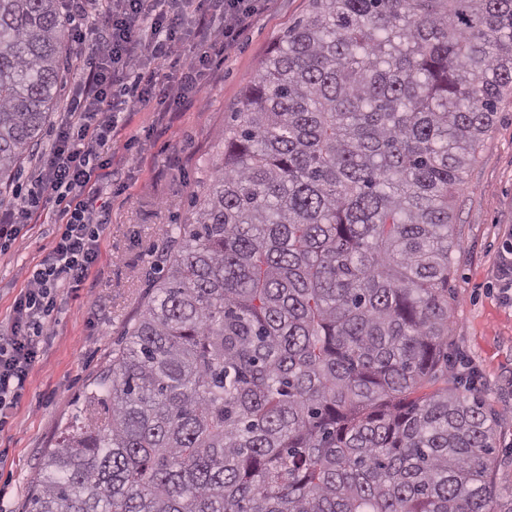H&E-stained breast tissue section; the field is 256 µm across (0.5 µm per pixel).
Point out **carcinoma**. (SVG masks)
I'll list each match as a JSON object with an SVG mask.
<instances>
[{
    "label": "carcinoma",
    "instance_id": "carcinoma-1",
    "mask_svg": "<svg viewBox=\"0 0 512 512\" xmlns=\"http://www.w3.org/2000/svg\"><path fill=\"white\" fill-rule=\"evenodd\" d=\"M61 0H0V182ZM512 92V0H309L245 86L156 294L30 512H512L448 356L452 201Z\"/></svg>",
    "mask_w": 512,
    "mask_h": 512
}]
</instances>
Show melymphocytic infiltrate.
Wrapping results in <instances>:
<instances>
[{
    "mask_svg": "<svg viewBox=\"0 0 512 512\" xmlns=\"http://www.w3.org/2000/svg\"><path fill=\"white\" fill-rule=\"evenodd\" d=\"M81 84L30 187L0 206V249L52 211L58 235L28 268L0 322V424L17 409L64 289L81 288L101 256L112 197V140L120 114L150 98L199 100L205 79L265 0H63Z\"/></svg>",
    "mask_w": 512,
    "mask_h": 512,
    "instance_id": "1",
    "label": "lymphocytic infiltrate"
}]
</instances>
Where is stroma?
Masks as SVG:
<instances>
[{"mask_svg":"<svg viewBox=\"0 0 512 512\" xmlns=\"http://www.w3.org/2000/svg\"><path fill=\"white\" fill-rule=\"evenodd\" d=\"M308 10V0H269L213 69L201 100L178 112L120 115L112 140V208L102 256L83 288L65 294L41 343L21 404L0 429V512H26L47 452L78 416L86 387L111 367L143 304L154 293L168 243L167 225L183 221L194 191L219 162L217 133L229 125L247 80L282 32ZM140 139L134 168L124 144ZM453 214L450 336L454 372H476L483 397L498 412L497 480L512 487V288L495 273L512 249V93L498 103L494 124L476 150ZM57 226L52 215L0 252V319L25 284L27 267L45 256Z\"/></svg>","mask_w":512,"mask_h":512,"instance_id":"stroma-1","label":"stroma"}]
</instances>
